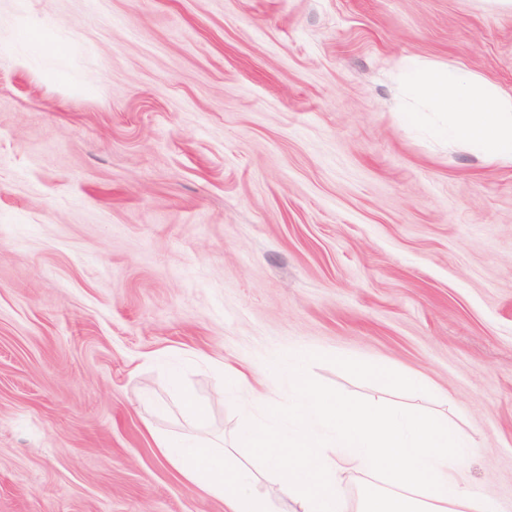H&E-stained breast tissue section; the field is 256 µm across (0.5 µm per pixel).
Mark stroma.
Returning a JSON list of instances; mask_svg holds the SVG:
<instances>
[{
    "label": "stroma",
    "mask_w": 512,
    "mask_h": 512,
    "mask_svg": "<svg viewBox=\"0 0 512 512\" xmlns=\"http://www.w3.org/2000/svg\"><path fill=\"white\" fill-rule=\"evenodd\" d=\"M408 58L510 98L512 11L0 0V512H224L154 437L246 458L224 367L281 404L296 351L421 377L310 367L447 416L512 501V164L411 123Z\"/></svg>",
    "instance_id": "stroma-1"
}]
</instances>
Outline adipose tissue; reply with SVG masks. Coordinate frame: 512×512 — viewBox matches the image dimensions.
<instances>
[{
    "label": "adipose tissue",
    "mask_w": 512,
    "mask_h": 512,
    "mask_svg": "<svg viewBox=\"0 0 512 512\" xmlns=\"http://www.w3.org/2000/svg\"><path fill=\"white\" fill-rule=\"evenodd\" d=\"M407 83L445 115L466 148L492 162L512 163V99L480 76L455 69L411 68Z\"/></svg>",
    "instance_id": "obj_1"
}]
</instances>
